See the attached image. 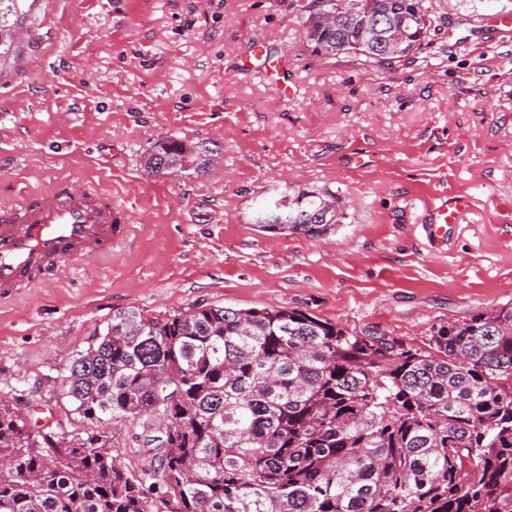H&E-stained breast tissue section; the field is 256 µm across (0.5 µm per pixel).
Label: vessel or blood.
<instances>
[{"label":"vessel or blood","mask_w":512,"mask_h":512,"mask_svg":"<svg viewBox=\"0 0 512 512\" xmlns=\"http://www.w3.org/2000/svg\"><path fill=\"white\" fill-rule=\"evenodd\" d=\"M468 204L464 195L444 194L430 209L428 237L444 240ZM120 222L111 195L66 182L57 183L49 199L1 205L0 295L54 276L71 261L111 253Z\"/></svg>","instance_id":"b4317fda"}]
</instances>
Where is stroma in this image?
I'll return each instance as SVG.
<instances>
[{
  "mask_svg": "<svg viewBox=\"0 0 512 512\" xmlns=\"http://www.w3.org/2000/svg\"><path fill=\"white\" fill-rule=\"evenodd\" d=\"M308 0H24L0 59V203L95 183L124 211L110 257L0 299V399L83 437L65 367L114 312L287 307L418 346L512 305V0H422L424 52L386 69L313 53ZM167 138L219 159L153 176ZM298 189L334 197L324 235L252 219ZM472 206L429 242L428 201ZM146 464L143 423L104 425Z\"/></svg>",
  "mask_w": 512,
  "mask_h": 512,
  "instance_id": "1",
  "label": "stroma"
}]
</instances>
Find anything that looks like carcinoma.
Returning <instances> with one entry per match:
<instances>
[{
	"label": "carcinoma",
	"instance_id": "obj_1",
	"mask_svg": "<svg viewBox=\"0 0 512 512\" xmlns=\"http://www.w3.org/2000/svg\"><path fill=\"white\" fill-rule=\"evenodd\" d=\"M22 0H0V57ZM421 0H360L313 51L390 68L365 46ZM177 139L170 172L197 165ZM266 232L320 236L334 202L301 190ZM62 385L90 421L156 415L132 472L104 435L34 433L0 400V512H512V306L434 328L427 346L357 335L301 310L132 307L94 329Z\"/></svg>",
	"mask_w": 512,
	"mask_h": 512
}]
</instances>
